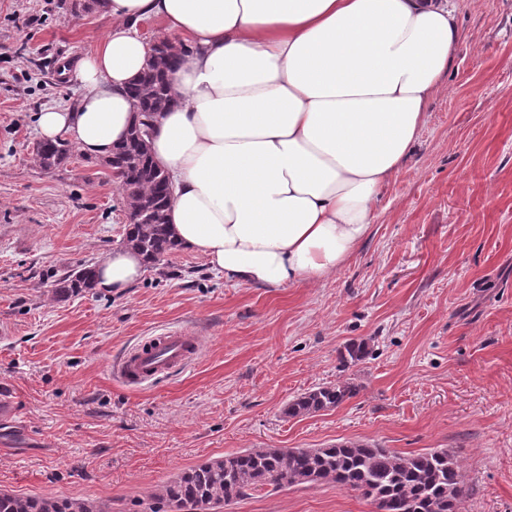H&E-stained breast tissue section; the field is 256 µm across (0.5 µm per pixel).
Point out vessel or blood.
Listing matches in <instances>:
<instances>
[{
	"mask_svg": "<svg viewBox=\"0 0 512 512\" xmlns=\"http://www.w3.org/2000/svg\"><path fill=\"white\" fill-rule=\"evenodd\" d=\"M200 347L197 337L163 332L121 355L114 374L125 385L137 387L157 376L185 370L195 360Z\"/></svg>",
	"mask_w": 512,
	"mask_h": 512,
	"instance_id": "1",
	"label": "vessel or blood"
}]
</instances>
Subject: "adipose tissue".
Instances as JSON below:
<instances>
[{
    "label": "adipose tissue",
    "instance_id": "adipose-tissue-1",
    "mask_svg": "<svg viewBox=\"0 0 512 512\" xmlns=\"http://www.w3.org/2000/svg\"><path fill=\"white\" fill-rule=\"evenodd\" d=\"M108 14L75 72L81 98L40 112V137L110 156L150 55L135 24L161 21L180 55L149 139L168 222L181 249L256 288L317 283L351 257L458 39L448 0H109ZM145 270L123 246L97 262V286L123 293Z\"/></svg>",
    "mask_w": 512,
    "mask_h": 512
}]
</instances>
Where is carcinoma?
I'll use <instances>...</instances> for the list:
<instances>
[{
    "label": "carcinoma",
    "mask_w": 512,
    "mask_h": 512,
    "mask_svg": "<svg viewBox=\"0 0 512 512\" xmlns=\"http://www.w3.org/2000/svg\"><path fill=\"white\" fill-rule=\"evenodd\" d=\"M179 60L176 48L159 40L146 68L128 87L142 121L132 122L126 140L115 148L107 165L118 171L119 189L132 221L124 244L140 251L154 266L178 250L166 221L172 190L143 141L145 120L167 111L172 102L169 73ZM35 155L45 169L55 168L72 155L63 141L36 145ZM96 287L95 268L81 265L58 277V297ZM358 386L345 381L309 390L288 404L290 417L333 409L354 397ZM332 483L374 502L386 501L387 512H459L466 494L457 456L446 448L398 453L369 441H347L325 448L246 449L207 461L168 482L158 501L169 512H217L266 486L275 490L303 484ZM0 512H103L90 503L0 492Z\"/></svg>",
    "instance_id": "obj_1"
}]
</instances>
